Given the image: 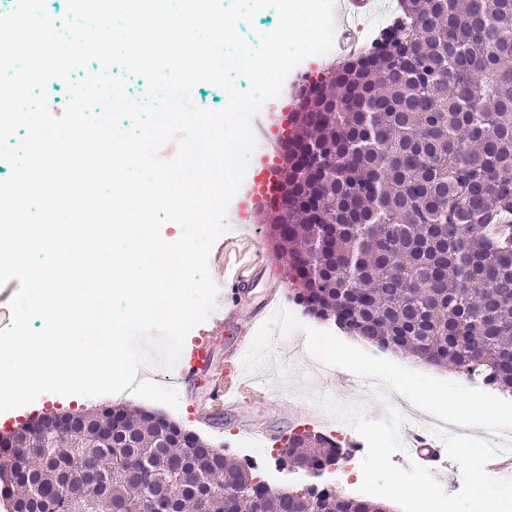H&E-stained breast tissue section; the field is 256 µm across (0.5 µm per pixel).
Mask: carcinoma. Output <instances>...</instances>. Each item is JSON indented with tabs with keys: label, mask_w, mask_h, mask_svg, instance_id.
<instances>
[{
	"label": "carcinoma",
	"mask_w": 512,
	"mask_h": 512,
	"mask_svg": "<svg viewBox=\"0 0 512 512\" xmlns=\"http://www.w3.org/2000/svg\"><path fill=\"white\" fill-rule=\"evenodd\" d=\"M366 53L300 90L278 168L272 236L297 301L369 344L512 395V0H399ZM400 42V59L382 52ZM16 439L7 512H388L313 492L270 496L142 413L83 412ZM345 453L331 438L291 460ZM113 472L105 483L101 475ZM216 479L202 494L196 473Z\"/></svg>",
	"instance_id": "1"
}]
</instances>
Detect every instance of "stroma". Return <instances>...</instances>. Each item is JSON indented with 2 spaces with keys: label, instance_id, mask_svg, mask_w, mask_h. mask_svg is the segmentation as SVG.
<instances>
[{
  "label": "stroma",
  "instance_id": "1",
  "mask_svg": "<svg viewBox=\"0 0 512 512\" xmlns=\"http://www.w3.org/2000/svg\"><path fill=\"white\" fill-rule=\"evenodd\" d=\"M304 340L305 336L301 333L287 337L274 336L266 363L261 370L265 378L261 386L262 396L246 398L234 411L217 407L219 425L213 429L197 425L187 402H180L179 406L174 408L126 391L99 397L45 393L28 406L0 413V433L12 430L17 424L51 410L79 412L105 404L128 411L148 409L159 412L196 433L214 448L223 450L227 458L250 463L256 476L271 486L297 490L315 484L339 495L354 496L357 495L362 482L359 468L367 449L364 439L349 423L333 417H321L317 421L303 424L294 421L288 412L289 407H302L327 396L345 405L353 402L349 371L339 368L328 379H321L311 371L307 357L296 352L298 343ZM240 419L271 420V431L263 438L261 450L249 454L240 450L235 431L236 422ZM306 429L323 433L339 441L348 452V461H341L328 467L317 477L301 470H280L273 455L277 438Z\"/></svg>",
  "mask_w": 512,
  "mask_h": 512
}]
</instances>
